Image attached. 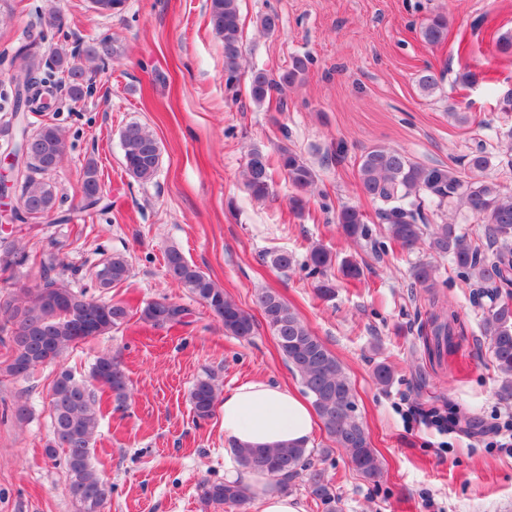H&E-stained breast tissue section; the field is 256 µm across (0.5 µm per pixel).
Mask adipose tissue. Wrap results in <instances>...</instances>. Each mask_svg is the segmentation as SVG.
I'll list each match as a JSON object with an SVG mask.
<instances>
[{
	"label": "adipose tissue",
	"instance_id": "ef3b65f1",
	"mask_svg": "<svg viewBox=\"0 0 512 512\" xmlns=\"http://www.w3.org/2000/svg\"><path fill=\"white\" fill-rule=\"evenodd\" d=\"M224 437L231 445L257 448L281 443L309 442L315 427L308 403L287 388L262 378L240 383L221 401ZM225 480L248 486L259 512H305L295 496L277 490L270 475L241 470L237 463L225 467Z\"/></svg>",
	"mask_w": 512,
	"mask_h": 512
}]
</instances>
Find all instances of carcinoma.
Segmentation results:
<instances>
[{
  "mask_svg": "<svg viewBox=\"0 0 512 512\" xmlns=\"http://www.w3.org/2000/svg\"><path fill=\"white\" fill-rule=\"evenodd\" d=\"M239 0H208L211 29L224 44V75L228 83L236 80L242 57V29ZM423 42L439 45L448 39V16L436 13L421 27ZM114 49L108 38L100 39L81 53L56 54L47 60L40 45L31 41L14 51L10 64L13 72L26 76L24 88H15L9 97L16 126H22L21 114L43 112L42 94L52 92L55 73L67 87L69 98L81 100L88 91V73L98 63L112 57ZM313 64L305 54L292 57L288 68L278 75L254 69L249 80L253 103L262 105L274 91L301 80ZM123 167L138 182L155 175L161 148L153 133L138 123L121 131ZM69 149L66 132L47 124L34 132L29 173L20 184V193L28 205V215L18 217L25 224L30 219L49 216L57 208L58 194L49 175L62 166ZM277 164L288 182L301 193L315 189L316 174L307 161L287 145L277 148ZM491 164V153L479 143L471 151L465 171L443 165L415 163L405 154L384 146H374L362 156L358 180L362 193L380 204L379 215L387 237L407 248L427 240L429 251L448 259L465 284L472 288L471 298L482 312L484 336L488 337L493 365L499 378L498 392L512 397V190L481 178ZM244 185L255 199L272 194L273 177L269 154L254 145L249 149L244 169ZM97 167L86 165L81 182L83 209L98 210L103 202ZM446 214L439 224H427L425 209ZM475 219L484 226L485 242L478 243L462 231L460 225ZM343 234L353 240H369L372 229L358 208L343 206L336 216ZM29 259L28 253L9 245L0 250L3 281L13 279L15 268ZM333 264L332 253L322 246L310 249L309 274L321 275L317 291L322 297L334 293L335 284L327 278ZM167 272L179 287L220 316L224 332L247 338L254 334L252 316L242 309L224 289L183 253L169 248L165 253ZM41 281L33 288L0 297V332L12 346L10 358L0 366V376L26 380L40 367L56 364L75 345L104 336L127 322L126 304L91 298L87 290H74L62 276L65 265L58 253L46 251L40 259ZM131 273L127 256L115 251L107 256L94 273L92 287L101 292L124 283ZM414 283L432 293L437 286V268L429 262L413 267ZM255 305L275 336L278 348L291 371L299 378L328 439L356 461L355 471L365 480L380 477L383 461L370 441L360 438L365 431L357 415V404L341 362L314 336L298 313L280 295L262 290ZM189 310L166 298L149 301L140 318L153 326L185 323ZM431 335L437 343L451 348L457 334L458 316H435ZM220 388L214 374L196 378L190 391L193 417L210 419L216 410ZM124 405L128 398L127 376L118 357L101 353L90 369L88 379H78L70 371L57 374L50 394V421L53 439L46 455L54 459L63 454L68 479V494L73 512H103L112 498V486L98 474L91 448L103 418V399ZM235 454L242 466L278 478L279 487L288 490L294 479L307 472V494L325 508L341 512L335 486L311 462V451L303 445L282 443L271 448L238 446ZM247 499L246 489L224 482L202 485L201 500L209 505L236 506Z\"/></svg>",
  "mask_w": 512,
  "mask_h": 512,
  "instance_id": "cac0c4a2",
  "label": "carcinoma"
}]
</instances>
